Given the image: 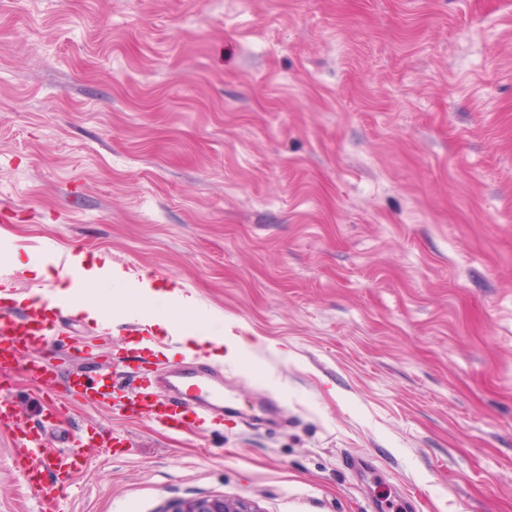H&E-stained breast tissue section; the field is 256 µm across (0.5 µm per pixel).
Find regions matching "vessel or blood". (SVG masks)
Masks as SVG:
<instances>
[{
  "mask_svg": "<svg viewBox=\"0 0 512 512\" xmlns=\"http://www.w3.org/2000/svg\"><path fill=\"white\" fill-rule=\"evenodd\" d=\"M51 313V308L44 305L30 304L20 312L0 307V370L23 368L48 392L55 391L57 379L43 369L34 354L52 336L56 323ZM208 375L207 367L193 364L146 370L123 412L129 418H150L173 433L200 430L212 419L237 416V409L224 402L222 384L206 385ZM67 387L76 401L103 404L111 397L112 375L106 371L88 383L81 375L71 374ZM0 431L13 436V451L23 464L30 495L38 500L43 512H57L59 501L49 492L45 476L51 473L73 481L84 465L80 454L43 444L40 437L26 429L20 406L2 397Z\"/></svg>",
  "mask_w": 512,
  "mask_h": 512,
  "instance_id": "obj_1",
  "label": "vessel or blood"
}]
</instances>
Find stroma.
Listing matches in <instances>:
<instances>
[{
    "label": "stroma",
    "mask_w": 512,
    "mask_h": 512,
    "mask_svg": "<svg viewBox=\"0 0 512 512\" xmlns=\"http://www.w3.org/2000/svg\"><path fill=\"white\" fill-rule=\"evenodd\" d=\"M80 251L259 338L238 362L176 339L150 360L280 410L175 434L17 371L51 444L128 435L82 450L74 486L48 478L63 512H512V0H0V289L55 287L36 266ZM86 296L109 322L63 312L38 357L111 361L118 400L143 310ZM10 446L0 512H37ZM165 512H259L251 510L240 499L202 497L194 499Z\"/></svg>",
    "instance_id": "1"
}]
</instances>
